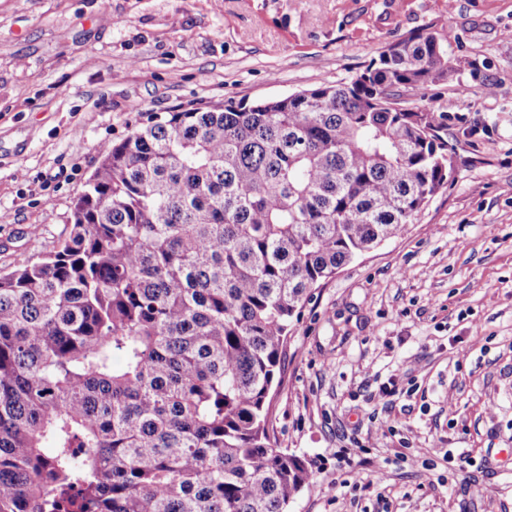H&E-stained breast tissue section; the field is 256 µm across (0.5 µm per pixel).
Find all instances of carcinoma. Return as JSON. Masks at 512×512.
Instances as JSON below:
<instances>
[{"mask_svg": "<svg viewBox=\"0 0 512 512\" xmlns=\"http://www.w3.org/2000/svg\"><path fill=\"white\" fill-rule=\"evenodd\" d=\"M452 33L348 82L154 116L76 199L60 249L0 273V512H288L268 421L314 290L448 187Z\"/></svg>", "mask_w": 512, "mask_h": 512, "instance_id": "carcinoma-1", "label": "carcinoma"}]
</instances>
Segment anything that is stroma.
<instances>
[{
    "instance_id": "1",
    "label": "stroma",
    "mask_w": 512,
    "mask_h": 512,
    "mask_svg": "<svg viewBox=\"0 0 512 512\" xmlns=\"http://www.w3.org/2000/svg\"><path fill=\"white\" fill-rule=\"evenodd\" d=\"M430 24L462 69L407 103L445 112L453 181L290 328L268 422L310 474L289 512H512V0H0V272L60 247L100 147L153 115L346 82Z\"/></svg>"
}]
</instances>
